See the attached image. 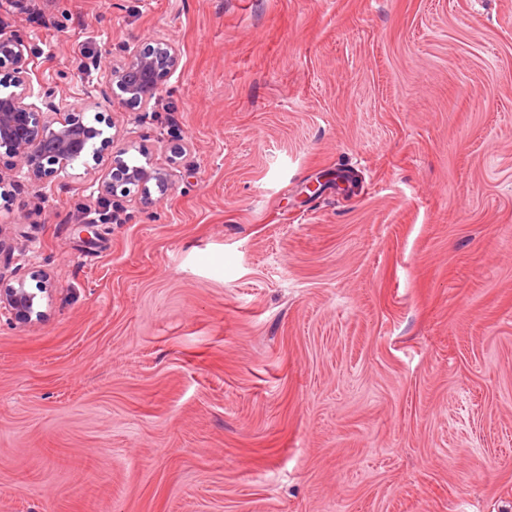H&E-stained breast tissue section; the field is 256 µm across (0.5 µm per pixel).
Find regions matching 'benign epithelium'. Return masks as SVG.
Wrapping results in <instances>:
<instances>
[{
  "label": "benign epithelium",
  "mask_w": 512,
  "mask_h": 512,
  "mask_svg": "<svg viewBox=\"0 0 512 512\" xmlns=\"http://www.w3.org/2000/svg\"><path fill=\"white\" fill-rule=\"evenodd\" d=\"M13 72L12 90L0 92V150L17 158L21 169L34 181L67 175L78 163L94 165L103 171L98 192L113 195L118 191L134 193L149 207L155 203L149 187L155 182L163 192L171 184L170 174L162 169L130 166L124 160L127 143L119 135H104V130L83 120V114L99 107L93 99L81 108L55 101L56 94L45 86L37 65L29 54L26 40L15 31L0 27V65ZM180 54L166 38L154 44L127 49L126 55L112 65L106 97L114 106L145 107L163 85L178 71ZM41 288H26L23 276L5 279L0 275V317L26 324L41 315L38 298L49 296L50 276L34 271Z\"/></svg>",
  "instance_id": "7a95c632"
}]
</instances>
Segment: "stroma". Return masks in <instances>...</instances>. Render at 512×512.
Listing matches in <instances>:
<instances>
[{
    "label": "stroma",
    "mask_w": 512,
    "mask_h": 512,
    "mask_svg": "<svg viewBox=\"0 0 512 512\" xmlns=\"http://www.w3.org/2000/svg\"><path fill=\"white\" fill-rule=\"evenodd\" d=\"M0 23L76 106L130 45L181 56L84 114L171 172L154 206L0 155V275L54 279L0 319V512H512V0Z\"/></svg>",
    "instance_id": "stroma-1"
}]
</instances>
